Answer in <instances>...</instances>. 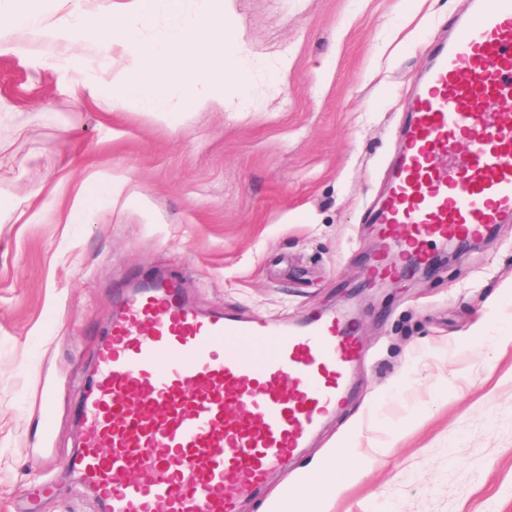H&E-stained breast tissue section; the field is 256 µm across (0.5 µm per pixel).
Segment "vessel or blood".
<instances>
[{"mask_svg": "<svg viewBox=\"0 0 512 512\" xmlns=\"http://www.w3.org/2000/svg\"><path fill=\"white\" fill-rule=\"evenodd\" d=\"M467 3L430 49L369 214L393 256L379 278L512 222V0ZM363 356L356 323L339 313L289 325L201 314L178 277L137 281L97 345L69 467L107 512H237L344 404Z\"/></svg>", "mask_w": 512, "mask_h": 512, "instance_id": "1", "label": "vessel or blood"}]
</instances>
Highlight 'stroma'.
Instances as JSON below:
<instances>
[{
	"label": "stroma",
	"instance_id": "obj_1",
	"mask_svg": "<svg viewBox=\"0 0 512 512\" xmlns=\"http://www.w3.org/2000/svg\"><path fill=\"white\" fill-rule=\"evenodd\" d=\"M466 0H232L247 100L166 121L105 91L83 43L0 54V512H101L66 470L95 350L136 279L181 277L199 312L298 323L349 304L365 360L309 448L238 512L358 452L325 512H512V224L424 276L365 287L426 35ZM287 58L283 78L272 65ZM109 179L82 223L83 189Z\"/></svg>",
	"mask_w": 512,
	"mask_h": 512
}]
</instances>
